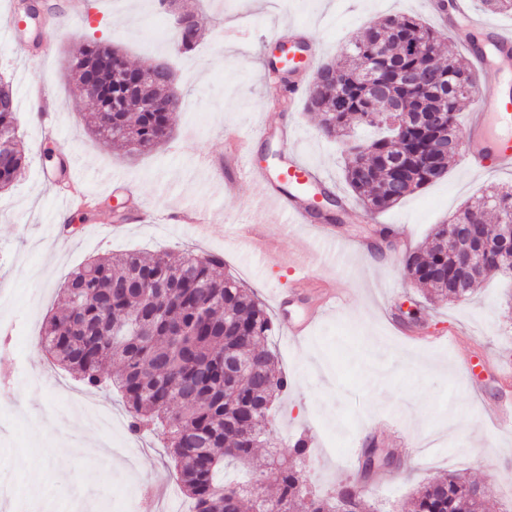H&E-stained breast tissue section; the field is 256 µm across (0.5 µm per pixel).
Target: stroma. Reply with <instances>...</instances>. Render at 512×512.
<instances>
[{
    "label": "stroma",
    "mask_w": 512,
    "mask_h": 512,
    "mask_svg": "<svg viewBox=\"0 0 512 512\" xmlns=\"http://www.w3.org/2000/svg\"><path fill=\"white\" fill-rule=\"evenodd\" d=\"M74 1L41 0L46 22L14 37L6 23L15 0H0V79L16 92L17 135L29 157L0 193V486L72 496L78 512H130L143 496L173 499L179 512H191L160 437L132 434L116 390H87L41 346L61 286L89 257L189 246L199 255L221 254L225 272L269 307L273 292L288 291L303 258L315 280L335 287V310L307 336L293 340L286 327L302 313L299 302L287 317H275L264 342L289 380L271 437L284 456L297 438L308 439L303 470L313 489L334 495L361 485L376 512H402L421 484L454 471L481 483L499 506L511 504L512 432L497 430L493 418L502 399L512 398L495 371L512 364V278L479 284L465 302L432 303L405 278L402 259L486 188L512 185V171L475 174L455 159L442 180L366 222L344 182L339 141L325 138L317 115L304 107L289 112L274 104L267 86L272 28H304L322 44L320 61H337L352 35L387 15L412 14L438 27L426 0H182L196 13L202 40L194 53L173 60L184 105L170 138L141 155L90 134L92 105L75 91L67 51L96 38L123 46L139 65L170 54L166 33L174 16L157 0H78L84 20L76 25ZM243 14L249 21L241 36L225 40V27ZM284 124L296 128L302 158L346 204L335 242L288 223L252 180L224 192L227 132L253 137L254 165L273 174ZM265 125L270 133L256 138ZM62 161L96 200L88 222L79 221L78 209L62 207L57 188L42 179L43 169ZM117 177L134 184L132 199L115 193ZM132 208L146 220L124 222ZM185 210L208 212V223L156 220ZM92 223L115 230L104 239L89 232ZM240 224L266 225L265 257L237 237ZM376 225L389 228L387 241L372 235ZM389 312L442 343L420 348L395 335ZM371 439L399 464L366 478L337 453Z\"/></svg>",
    "instance_id": "obj_1"
}]
</instances>
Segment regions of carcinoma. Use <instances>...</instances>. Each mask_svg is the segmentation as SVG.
<instances>
[{
	"mask_svg": "<svg viewBox=\"0 0 512 512\" xmlns=\"http://www.w3.org/2000/svg\"><path fill=\"white\" fill-rule=\"evenodd\" d=\"M201 30L189 41L175 24L177 52L194 51ZM439 32L412 16H387L360 32L345 49L346 63L321 64L314 74L306 107L320 116V131L329 138L348 137L351 124L382 126L387 135L358 142L359 169L348 162L344 178L365 211L375 214L399 203L410 193L441 179L456 153H434L431 133L417 126L419 112L444 111L447 133H457L456 113L472 103L479 73L449 57L439 61ZM69 76L78 80L90 65L100 75L91 96L95 112L89 126L99 137L122 141L131 153L148 152L167 139L173 115L182 104L167 108L174 91L173 71L165 59L152 64L166 78L131 90L122 66L126 54L98 40L80 43L70 52ZM412 70L419 78L439 73L441 87L421 90L401 84L382 104L369 75ZM18 101L12 86L0 80V132L10 136L0 164V190L8 188L26 164L15 134ZM431 159L415 163L405 180L393 186V168L401 157ZM512 223V187L493 189L455 214L449 224ZM497 237L487 235L489 250L472 268L465 288L457 287L458 256L463 239L447 246L448 224H438L431 242L409 251L403 259L407 278L429 289L431 301L469 299L473 287L499 275L502 257ZM61 309L46 321L41 344L51 359L76 375L91 390L114 388L124 398L129 430L164 436L181 488L195 512H270L279 503L285 512H336V498L306 488L302 465L308 444L299 439L288 458L269 454L266 468L251 470V478L224 482V466L247 463L257 448L269 446L274 404L288 389V376L276 370L274 352L261 345L272 335L273 323L256 294L224 273V259L191 251L161 252L145 257L137 252L100 255L78 268L61 292ZM116 363L107 378L102 368ZM275 484L277 495L258 497L256 480ZM477 483L448 473L422 484L407 503L408 512H496L485 495L476 498Z\"/></svg>",
	"mask_w": 512,
	"mask_h": 512,
	"instance_id": "carcinoma-1",
	"label": "carcinoma"
}]
</instances>
